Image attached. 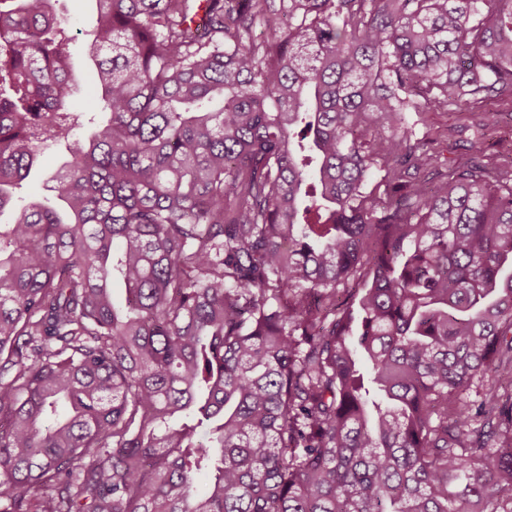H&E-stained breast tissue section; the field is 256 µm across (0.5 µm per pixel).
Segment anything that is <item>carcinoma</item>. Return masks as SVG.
<instances>
[{"instance_id":"1","label":"carcinoma","mask_w":512,"mask_h":512,"mask_svg":"<svg viewBox=\"0 0 512 512\" xmlns=\"http://www.w3.org/2000/svg\"><path fill=\"white\" fill-rule=\"evenodd\" d=\"M56 2L0 0V512H512V171L406 116L512 96V0H94L82 134ZM66 159L67 151L64 144L47 150L40 157L39 168L24 182L21 195L36 194L52 198L53 193L45 190V179L52 170L61 165Z\"/></svg>"}]
</instances>
